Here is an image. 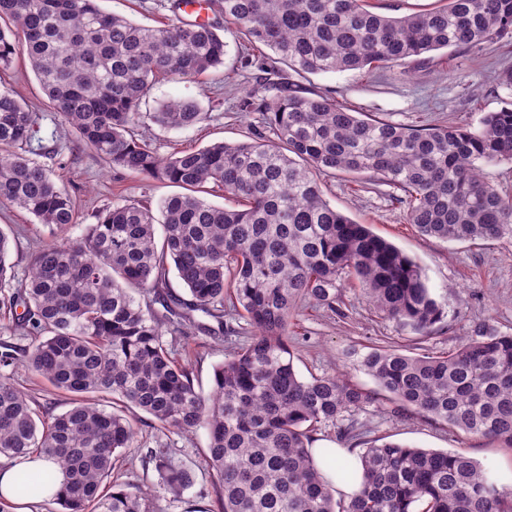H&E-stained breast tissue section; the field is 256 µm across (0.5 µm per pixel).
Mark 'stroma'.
<instances>
[{"mask_svg":"<svg viewBox=\"0 0 512 512\" xmlns=\"http://www.w3.org/2000/svg\"><path fill=\"white\" fill-rule=\"evenodd\" d=\"M100 5L151 27L167 24L173 17L171 0H100ZM209 20L226 44L223 67L196 78L158 80L140 105L141 112L148 113L168 100L182 99L197 103L206 114L202 123L189 129L164 128L150 121L136 127L137 138L146 140L159 156L218 141L246 140L255 122L254 115L235 109L257 74L256 68L246 64L247 41L222 13H211ZM505 70H512V39L479 49L438 50L423 63L409 60L387 68L311 74L306 84L357 111L397 124L475 126L486 113L512 107V86L499 79ZM0 80L39 114L35 137L52 153L49 166L76 203L73 235H80L94 223L96 212L113 202L135 201L155 211L174 193L169 184L113 170L93 149L80 143L49 104L28 62L16 61L10 70L0 73ZM322 183L332 207L357 223L370 225L375 234L419 264L444 316L430 333L421 334L377 314L354 288L345 289L337 313L314 303L303 304L294 319L291 342L294 366L302 378L338 372L351 384L371 392L377 385L361 370L359 356L372 347L393 346L408 355L446 352L478 326L493 334L512 335L511 241L448 243L424 237L407 224L406 210L397 201L396 190L388 185L365 175L342 173L323 177ZM0 230L11 239L10 260L19 278L24 276L32 253L54 239L31 215L5 202H0ZM227 325V330L215 335L189 330L174 344L177 358L192 367L194 382L202 390H209L214 367L242 342L238 332L244 319L228 320ZM14 381L33 400L40 418L69 407L68 393L27 369H17ZM358 419L365 425V441L384 436L425 449L461 447L495 473L501 484L512 487V450L496 442L479 437L463 441L445 426L397 416L392 403L383 398L363 408ZM158 434V422L138 412L135 439L116 461L113 478L150 490L159 512H216L218 480L208 466L205 430L165 433L169 454L193 479L192 486L183 490L170 487L148 459Z\"/></svg>","mask_w":512,"mask_h":512,"instance_id":"35a3bbf8","label":"stroma"}]
</instances>
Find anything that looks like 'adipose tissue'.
I'll list each match as a JSON object with an SVG mask.
<instances>
[{
	"label": "adipose tissue",
	"instance_id": "1",
	"mask_svg": "<svg viewBox=\"0 0 512 512\" xmlns=\"http://www.w3.org/2000/svg\"><path fill=\"white\" fill-rule=\"evenodd\" d=\"M60 468L43 457L19 462L0 458V495L12 501L17 512H31L30 507L52 500L63 483Z\"/></svg>",
	"mask_w": 512,
	"mask_h": 512
}]
</instances>
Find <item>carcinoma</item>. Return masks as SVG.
<instances>
[{
    "mask_svg": "<svg viewBox=\"0 0 512 512\" xmlns=\"http://www.w3.org/2000/svg\"><path fill=\"white\" fill-rule=\"evenodd\" d=\"M209 2L251 47L272 52L256 60L260 75L240 104L261 115L263 129L248 141L161 158L134 133L141 100L157 79L195 78L224 64V40L212 24L143 26L103 11L99 0H0V72L25 57L53 109L112 168L188 190L164 201L159 239L151 209L131 202L112 203L72 236L73 197L31 149L39 113L0 84V200L55 235L17 282L0 230V309L31 338L26 346L0 344V456L54 461L65 474L53 499L58 512H156L139 487L102 488L136 435L123 410L138 409L163 430L207 431L220 512H512V489L465 450L384 437L359 456L357 490L336 500L308 448L310 432L331 424L339 440H355L352 413L373 395L336 375L302 379L291 351L299 305L334 310L350 282L379 315L422 334L443 317L420 266L332 208L320 177L367 175L400 190L407 223L423 236L512 239V195L477 167L512 161V108L487 113L477 128L405 126L358 112L277 67L304 79L499 43L512 36V0H441L402 17L374 12L371 0ZM148 119L187 129L204 113L176 99ZM217 191L232 205L206 199ZM171 266L191 299L166 292ZM226 311L252 334L215 367L205 394L163 336L194 323L212 331L197 313L222 330ZM20 365L70 393V408L36 420L14 383ZM361 366L398 414L512 449V335L478 328L440 354L377 346ZM92 394L111 395L121 410H106ZM157 443L153 459L165 481L191 486L190 473Z\"/></svg>",
    "mask_w": 512,
    "mask_h": 512,
    "instance_id": "carcinoma-1",
    "label": "carcinoma"
}]
</instances>
